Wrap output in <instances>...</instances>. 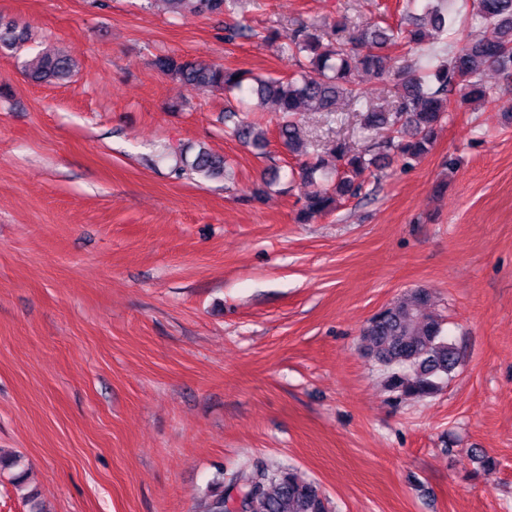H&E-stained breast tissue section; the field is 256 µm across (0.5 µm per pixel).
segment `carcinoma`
Instances as JSON below:
<instances>
[{"mask_svg": "<svg viewBox=\"0 0 512 512\" xmlns=\"http://www.w3.org/2000/svg\"><path fill=\"white\" fill-rule=\"evenodd\" d=\"M419 1L432 30L450 35V41L439 48H424L429 33L420 18L409 12L404 24L376 22L357 30L341 24L329 32L308 25L296 27L282 50L298 62L299 71L287 78L258 76L169 54L157 57L154 67L196 90H222L241 100L255 97L284 115L278 138L290 152L309 157L298 175L316 186L297 214L299 223L308 224L331 209L335 195H357L361 186L354 177L378 168L384 155L392 152L406 160L428 152L451 108L491 102L492 92L481 79L482 71H512V0H464L457 10L462 19H477L492 30L491 37L475 42L463 40L456 18L439 0H406L405 9ZM161 2L179 15L186 6L193 14L224 15L236 0ZM27 40L26 30L0 23V53L15 52ZM402 44L424 50L420 67L402 64L389 70L386 51ZM75 68L69 55L46 50L26 62L25 77L34 84H51L69 79ZM389 71L395 100L390 110L382 111L367 101L358 77L362 73L381 77ZM340 97L352 101L362 114V130L370 139L362 152L351 154L334 140L321 148L305 142L297 113L334 112ZM232 133L259 151L268 143L266 133L245 120L235 123ZM325 154L336 159V168L325 166ZM187 167L205 180H220L228 164L224 156L200 150ZM361 336L365 352L387 367L384 385L398 401L438 393L459 364L457 349L435 312L434 294L425 288L379 310ZM230 483L246 492L245 512H331L330 501L319 486L288 467L240 469L231 475Z\"/></svg>", "mask_w": 512, "mask_h": 512, "instance_id": "1", "label": "carcinoma"}]
</instances>
